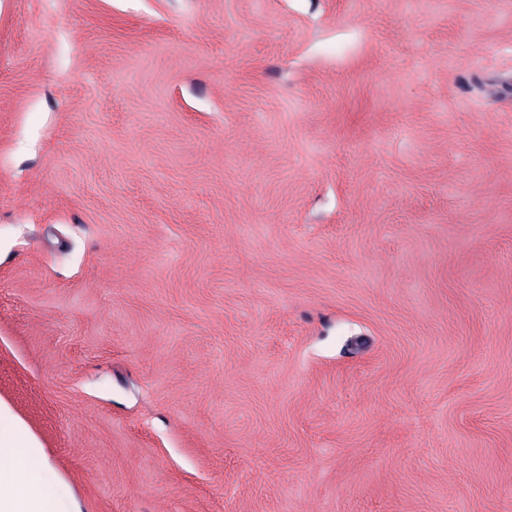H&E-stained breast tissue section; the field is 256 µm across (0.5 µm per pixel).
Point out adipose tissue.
<instances>
[{
  "label": "adipose tissue",
  "instance_id": "adipose-tissue-1",
  "mask_svg": "<svg viewBox=\"0 0 512 512\" xmlns=\"http://www.w3.org/2000/svg\"><path fill=\"white\" fill-rule=\"evenodd\" d=\"M29 430L0 407V512H61L57 486Z\"/></svg>",
  "mask_w": 512,
  "mask_h": 512
}]
</instances>
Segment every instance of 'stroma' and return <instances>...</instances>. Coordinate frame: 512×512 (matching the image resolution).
Returning <instances> with one entry per match:
<instances>
[{"label": "stroma", "instance_id": "1", "mask_svg": "<svg viewBox=\"0 0 512 512\" xmlns=\"http://www.w3.org/2000/svg\"><path fill=\"white\" fill-rule=\"evenodd\" d=\"M0 406L65 512H512V0H0Z\"/></svg>", "mask_w": 512, "mask_h": 512}]
</instances>
